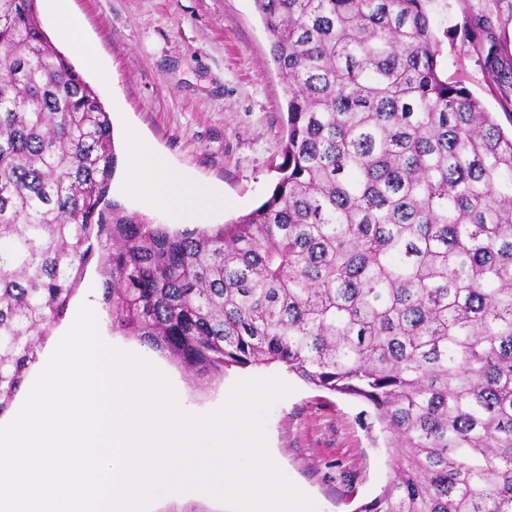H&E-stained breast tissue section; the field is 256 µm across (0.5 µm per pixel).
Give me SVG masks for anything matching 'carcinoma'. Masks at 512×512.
<instances>
[{
    "mask_svg": "<svg viewBox=\"0 0 512 512\" xmlns=\"http://www.w3.org/2000/svg\"><path fill=\"white\" fill-rule=\"evenodd\" d=\"M0 0V415L92 259L112 328L190 372L280 363L369 405L356 512H512V135L444 76L431 0H254L287 98L256 209L172 230L109 198V113Z\"/></svg>",
    "mask_w": 512,
    "mask_h": 512,
    "instance_id": "cac0c4a2",
    "label": "carcinoma"
}]
</instances>
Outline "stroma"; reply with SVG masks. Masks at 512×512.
<instances>
[{
  "mask_svg": "<svg viewBox=\"0 0 512 512\" xmlns=\"http://www.w3.org/2000/svg\"><path fill=\"white\" fill-rule=\"evenodd\" d=\"M69 7L98 47L97 62L76 55L70 61L110 115L116 155L125 151L127 132H136L167 158L175 177L222 193L224 207L210 214V225L257 207L283 160L286 95L254 0H70ZM428 10L443 38L445 76L501 112L512 85H494L487 59L512 66V0H430ZM475 17L488 23L481 40L444 38ZM110 196L154 223L176 225L129 185L124 163L116 165ZM98 323L113 345L164 363L173 386L202 414L242 379L276 376L291 385L269 413L268 449L318 512H355L386 483L384 436L361 401L315 389L276 363L196 376L113 330L106 304L98 306Z\"/></svg>",
  "mask_w": 512,
  "mask_h": 512,
  "instance_id": "obj_1",
  "label": "stroma"
}]
</instances>
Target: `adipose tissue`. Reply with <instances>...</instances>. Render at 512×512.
I'll return each instance as SVG.
<instances>
[{"mask_svg":"<svg viewBox=\"0 0 512 512\" xmlns=\"http://www.w3.org/2000/svg\"><path fill=\"white\" fill-rule=\"evenodd\" d=\"M47 6L74 52L95 60L97 50L84 39L82 20L69 10L67 0H47ZM126 173L129 183L144 190L153 206L174 213L177 221L185 224L205 223L210 211L223 202L216 191L188 190L170 175L164 158L136 135L128 141Z\"/></svg>","mask_w":512,"mask_h":512,"instance_id":"obj_1","label":"adipose tissue"}]
</instances>
